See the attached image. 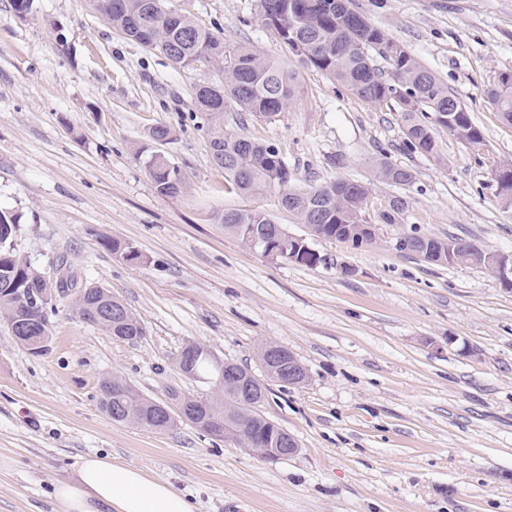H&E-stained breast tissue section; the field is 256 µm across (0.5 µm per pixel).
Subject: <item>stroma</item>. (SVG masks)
I'll return each instance as SVG.
<instances>
[{
	"label": "stroma",
	"mask_w": 512,
	"mask_h": 512,
	"mask_svg": "<svg viewBox=\"0 0 512 512\" xmlns=\"http://www.w3.org/2000/svg\"><path fill=\"white\" fill-rule=\"evenodd\" d=\"M171 3L226 44L299 69L301 91L280 114L247 120L248 134L285 158L293 186L366 180L376 157L415 180L370 197L371 245L312 240L324 258L312 268L265 257L216 214L254 207L289 234L305 229L279 190L242 196L211 163L195 91L217 72L174 68L87 0H30L22 16L0 0V210L19 219L15 247L44 271L67 259L78 281L110 289L146 329L134 344L112 338L65 299L42 354L0 326V512H55V482L92 453L168 481L195 512H512V288L394 248L415 229L512 253V210L493 176L512 163V124L485 95L512 72V0H355L481 129L478 148L440 132L439 163L403 150L397 107L301 65L262 25L256 0ZM160 125L172 139L150 141ZM142 146L179 166L187 191L157 193ZM394 194L408 207L400 223H380ZM104 237L141 261L103 248ZM190 342L252 369L263 343L297 357L308 384L268 382L262 406L296 455L266 460L190 425L158 433L100 410L99 383L113 374L155 400L171 388L211 396V383L175 364Z\"/></svg>",
	"instance_id": "stroma-1"
}]
</instances>
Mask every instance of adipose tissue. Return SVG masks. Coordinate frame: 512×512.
Returning <instances> with one entry per match:
<instances>
[{
  "mask_svg": "<svg viewBox=\"0 0 512 512\" xmlns=\"http://www.w3.org/2000/svg\"><path fill=\"white\" fill-rule=\"evenodd\" d=\"M54 498L58 512H194L170 483L95 454L81 457L73 477L55 484Z\"/></svg>",
  "mask_w": 512,
  "mask_h": 512,
  "instance_id": "ef3b65f1",
  "label": "adipose tissue"
}]
</instances>
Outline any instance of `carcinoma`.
Wrapping results in <instances>:
<instances>
[{"label": "carcinoma", "instance_id": "obj_1", "mask_svg": "<svg viewBox=\"0 0 512 512\" xmlns=\"http://www.w3.org/2000/svg\"><path fill=\"white\" fill-rule=\"evenodd\" d=\"M93 10L104 15L112 29L123 38L138 42L164 55L175 67L216 70L218 83L204 82L195 93V104L209 130L207 150L213 164L224 171V179L245 196L281 190V204L298 224L308 225L307 235L338 240L348 224L362 223L363 205L377 184L408 186L413 171L384 158L375 160L371 179L336 180L307 188L290 186L293 173L279 150L246 134L243 114L275 116L299 91V73L282 63L255 53L249 46H228L221 32L204 27L179 12L169 13V0H88ZM258 17L298 60L334 79L359 99L372 104L395 103L404 122L403 146L410 153L440 159L437 133L447 131L465 145L483 144V134L470 117L468 108L441 79L425 68L404 46L371 23L353 0H257ZM391 67L386 73L374 63V56ZM487 97L504 120L512 124V74L504 73L487 90ZM236 106L231 115L227 109ZM146 169L156 191L175 196L186 188L178 167L167 168L158 156L148 155ZM407 207L403 196H393L379 213L383 224H398ZM224 231L245 240V231L254 229L273 236L275 221L259 209H226L216 215ZM16 217L0 211V316L12 322L19 317L41 318L39 330L49 329L55 303L37 312L25 308L18 293L33 288L42 271L17 253L13 243ZM101 245L127 262H138L139 251L108 238ZM60 298L87 323L110 336H143L145 328L136 314L120 298L112 306L126 309L121 322L94 316L98 286L83 284L67 274L61 283ZM192 377L218 380L211 361L201 357L192 366ZM241 398L233 383L220 385L213 396L190 401L210 418L224 423L239 444L248 443ZM118 400L129 415L153 426L143 405L147 397L127 389Z\"/></svg>", "mask_w": 512, "mask_h": 512}]
</instances>
